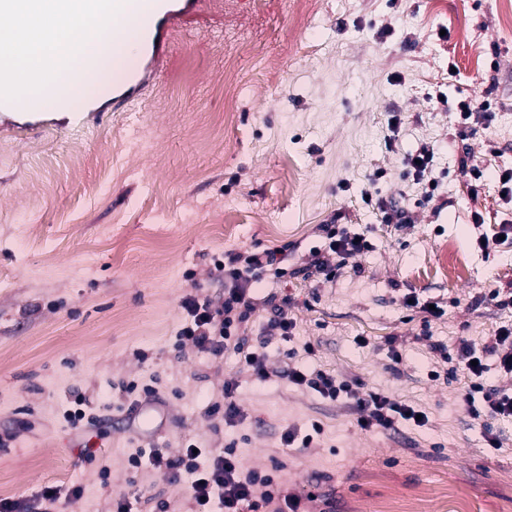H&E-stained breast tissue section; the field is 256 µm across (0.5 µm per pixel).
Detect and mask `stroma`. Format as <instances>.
I'll return each instance as SVG.
<instances>
[{
	"instance_id": "stroma-1",
	"label": "stroma",
	"mask_w": 512,
	"mask_h": 512,
	"mask_svg": "<svg viewBox=\"0 0 512 512\" xmlns=\"http://www.w3.org/2000/svg\"><path fill=\"white\" fill-rule=\"evenodd\" d=\"M510 6L310 0L294 14L286 0H264L258 12L212 0L132 108L107 104L137 68L136 50L78 94L83 123L43 105L27 131L0 116V498L78 482L72 512H103L110 497L145 489L155 499L139 512H191L187 483L127 464L149 442L175 456L190 441L235 444L245 468L275 470L285 491L318 490L304 512H321L325 495L333 512H384L412 499L425 512H456L463 499L474 512H512V418L473 419L459 352L512 326V306L499 304L512 297V243L495 241L512 229V198L493 178L512 170ZM240 35L258 43L237 61L228 112L222 48ZM471 95L490 102L491 117L466 126L458 103ZM423 141L438 153L434 189L402 178L405 152ZM464 164L489 179L469 183ZM376 191L410 207L413 223H381L362 200ZM330 224L366 233L372 247L328 280L311 264ZM256 246L277 258L250 318L271 365L288 359L360 393H385L425 412V427L364 431L347 403L285 380L257 382L230 352L176 348L183 298L199 288L222 301L215 259ZM452 246L467 259L455 282L435 273ZM409 293L438 302L442 316L404 306ZM271 295L290 300V337L264 334ZM130 381L166 403L153 438L137 435L122 408ZM228 381L243 418L215 429L204 411ZM78 396L99 420L81 434L64 419ZM315 421L318 443L283 447L286 428ZM486 425L500 448L485 447Z\"/></svg>"
}]
</instances>
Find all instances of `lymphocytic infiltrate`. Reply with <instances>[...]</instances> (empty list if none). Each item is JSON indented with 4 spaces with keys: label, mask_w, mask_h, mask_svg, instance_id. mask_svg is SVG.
Listing matches in <instances>:
<instances>
[{
    "label": "lymphocytic infiltrate",
    "mask_w": 512,
    "mask_h": 512,
    "mask_svg": "<svg viewBox=\"0 0 512 512\" xmlns=\"http://www.w3.org/2000/svg\"><path fill=\"white\" fill-rule=\"evenodd\" d=\"M327 238L328 250L336 263L331 266L322 261L318 268L329 278L335 276L338 267L369 248L361 234L331 230ZM273 264L274 254L267 249L231 252L216 260L215 269L224 280V300L217 304L199 292L185 296L182 307L187 320L179 331L178 344H191L197 351L217 358L224 352H234L260 382L278 376L331 400L346 398L356 409V423L364 431L394 432L402 423L425 426V419L418 417L414 407L396 402L388 395L359 393L348 381L319 370L288 366L276 371L268 367L265 353L249 343L248 323L255 309L250 291L262 283ZM460 353L472 378L483 377L490 356L496 357L504 372L512 373V328L501 327L489 343L479 348L462 344ZM128 463L135 469L146 465L163 470L173 483L188 481L195 512H259L269 505L274 512H296L301 500L315 498L311 492L303 497L280 494L272 475L244 468L231 446L209 452L203 459L189 447L176 458L166 456L159 448H141ZM82 496L83 488L78 484L48 485L25 497H1L0 512H63L65 506L77 503Z\"/></svg>",
    "instance_id": "obj_1"
}]
</instances>
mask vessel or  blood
<instances>
[{"label":"vessel or blood","mask_w":512,"mask_h":512,"mask_svg":"<svg viewBox=\"0 0 512 512\" xmlns=\"http://www.w3.org/2000/svg\"><path fill=\"white\" fill-rule=\"evenodd\" d=\"M205 0H124L112 21V48L140 39L143 60L148 70H155L158 60L167 53L174 33L186 21L202 15ZM140 71H133L112 90L114 99L130 106L142 94Z\"/></svg>","instance_id":"obj_1"}]
</instances>
